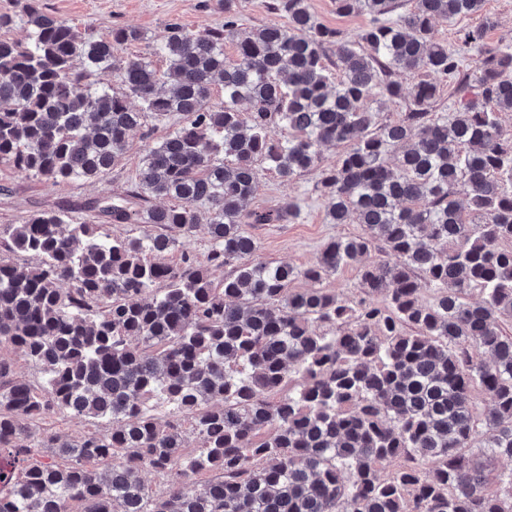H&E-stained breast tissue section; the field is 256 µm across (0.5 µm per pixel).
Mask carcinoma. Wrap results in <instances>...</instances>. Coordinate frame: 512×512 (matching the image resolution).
<instances>
[{"mask_svg": "<svg viewBox=\"0 0 512 512\" xmlns=\"http://www.w3.org/2000/svg\"><path fill=\"white\" fill-rule=\"evenodd\" d=\"M239 2L224 0V23L204 31L170 20L130 58L118 52L147 41L141 30L83 36L39 0L22 6L27 41L0 35V164L53 184L93 180L148 119H179L134 186L101 201L112 222L157 231L117 237L63 211L0 225V346L43 375L37 388L0 357V512H512V473L503 494L484 476L512 460V136L501 125L512 42L470 70L462 52L482 48L491 18L457 49L437 41L436 23L478 15L484 0H413L394 19L398 0H336L369 16L353 40L319 24L309 0H272L288 26L241 38ZM108 70L120 90L91 81ZM420 71L454 79V111L434 110L437 82L396 79ZM216 79L224 97L208 107ZM405 94L397 121L368 106ZM273 126L288 136L269 138ZM327 145L342 151L323 168ZM257 158L285 181L320 170L328 223L354 216L362 233L330 240L303 269L254 260L246 225L299 210L248 208ZM201 207L219 284L187 250L166 259L194 237ZM372 248L396 258L359 269L382 303L321 287ZM298 277L311 287L290 288ZM52 413L113 428L46 435ZM396 457L404 465L380 478Z\"/></svg>", "mask_w": 512, "mask_h": 512, "instance_id": "obj_1", "label": "carcinoma"}]
</instances>
